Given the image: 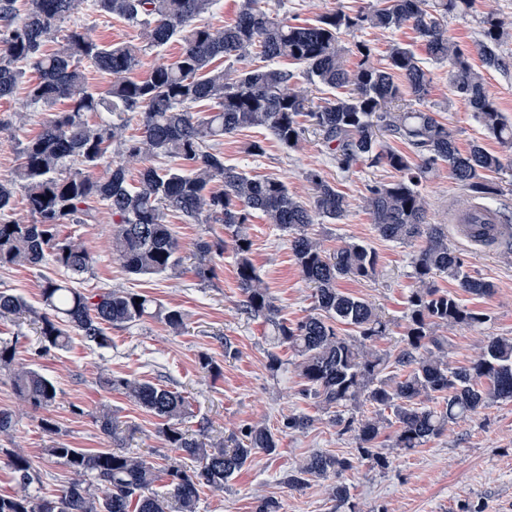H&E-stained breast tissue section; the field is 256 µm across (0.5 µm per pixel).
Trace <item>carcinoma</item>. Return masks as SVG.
<instances>
[{"mask_svg": "<svg viewBox=\"0 0 512 512\" xmlns=\"http://www.w3.org/2000/svg\"><path fill=\"white\" fill-rule=\"evenodd\" d=\"M95 12L123 19L140 31L141 41L103 45L86 27L60 31L80 0H0V98L13 94L22 62L39 73L29 90L32 104L51 109L63 102L68 110L54 112L39 135L21 144V163L0 177V212L23 192L31 224L0 221V267L35 268L48 262L60 268L59 278L41 285L42 307L27 304L0 291V318L25 317L38 324L44 348L62 349L75 331L100 348L110 345L107 330L130 327L156 317L174 334L186 330L183 312L124 288L88 295L75 286L88 273L95 257L79 238L58 235L61 224H87L99 207L112 214V254L126 272L135 275L174 273L181 266L183 247L167 218L175 213L194 224H222L232 233L238 287L247 313L261 317L277 345H286L300 358L298 376L303 392L327 410L336 409V423L356 433L358 454L315 453L291 468L282 483L301 489L313 478H337L331 488L336 508L352 509L349 486L340 477L364 461L386 468L387 455L375 450L385 428L386 411L397 424L393 447L411 450L441 435L450 423L465 420L496 401L512 400V337L489 336L469 365L453 368L447 343L439 329L462 325L482 328L490 316L468 307L458 295L444 291L435 278L445 276L462 292L486 297L494 285L471 276L463 259L448 244V231L427 221V201L420 185L445 166L471 199L486 200L501 188L487 178L505 168L506 156L491 152L476 140L461 152L455 132L437 113L415 107L427 95L430 71L407 47H390L384 63H370L371 49L355 46L361 56L351 67L343 36L363 28L413 29L429 56L451 64L449 87L465 100L483 131L512 149V123L492 99L483 73L459 45L448 37L444 18L466 10L473 0H383L368 11L330 12L313 23L291 24L274 18L261 0H244L234 24L222 28L197 25L212 11L215 0H91ZM504 35L502 23L490 20L479 44L485 64L498 58L492 50ZM181 52L168 64L156 66L136 79L132 72L148 49L161 48L175 38ZM60 39L50 52L46 43ZM256 49L266 60L287 58L305 67L308 81L336 94L313 108L309 91L296 84L288 70L268 65L224 70L214 61L240 59ZM110 77L99 93L87 83L82 62ZM213 103L197 115L190 106ZM106 111L111 120L91 123L88 112ZM136 119L140 135H126ZM319 132L332 150L336 166L348 170L357 164L385 166L393 180L369 188L365 198L377 234L400 244L422 241L413 255L417 286L408 296L403 347L395 358L380 352L375 342L387 334L388 323L368 301L338 288L346 277L370 278L376 272L372 248L349 242L332 253L309 235L310 225L337 223L346 217L348 202L317 169L307 174L313 194L308 206L277 178H256L224 163L215 142L248 128H265L286 149L298 146L305 126ZM384 130L407 145L406 154L377 140ZM121 157L105 163L108 147ZM159 157L191 165L161 168ZM126 160L142 163L137 184L127 182ZM107 165L106 175L96 170ZM218 181L222 189L208 190ZM260 213L266 222L289 234L299 273L312 288L315 314L296 324L279 311L251 258L247 225ZM218 241L201 239L193 255L197 273L212 272V254ZM141 302H136V299ZM348 327L352 334L339 332ZM404 371L403 378H386L389 363ZM0 371L11 379L16 394L36 410L56 403L54 383L35 368L15 361V351L0 342ZM163 420L160 434L166 445L185 453L191 465L166 472L165 491L157 489L158 468L141 455L122 450V429L103 407L97 416L101 431L113 448L88 453L58 444L50 455L71 472L69 485L54 498L34 493L38 481L32 460L17 451L8 453L16 492L0 497V512H197L200 493L224 490L256 452L273 454L276 434L263 424L249 426L231 444L182 429L188 401L179 392L136 377L105 381ZM365 401L371 416L346 418L341 409ZM104 488L98 495L97 489Z\"/></svg>", "mask_w": 512, "mask_h": 512, "instance_id": "carcinoma-1", "label": "carcinoma"}]
</instances>
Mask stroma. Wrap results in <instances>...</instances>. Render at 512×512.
<instances>
[{
  "instance_id": "1",
  "label": "stroma",
  "mask_w": 512,
  "mask_h": 512,
  "mask_svg": "<svg viewBox=\"0 0 512 512\" xmlns=\"http://www.w3.org/2000/svg\"><path fill=\"white\" fill-rule=\"evenodd\" d=\"M383 0H262L274 17L290 22H312L336 9L347 12L382 5ZM500 18L506 33L495 45L502 67L485 70L487 89L505 118L512 122V0H474L471 8L450 13L445 25L448 35L481 66L477 46L483 38L487 17ZM81 24L102 44L137 39L139 31L128 23L93 12L88 0L66 20ZM364 42L371 48L372 63H383L390 45L403 44L424 58L431 73L424 107L455 131L457 146L468 150L473 141H483L491 151L500 146L485 136L474 120L470 107L452 95L448 85L449 66L428 59L425 46L411 28L384 30L366 28L346 36V45ZM38 80L37 72L24 67L14 94L0 99V176L9 175L19 164V141L35 137L49 113L30 105L28 89ZM252 139L265 140L263 156H247L243 148ZM225 163L245 168L254 176H270L284 181L289 191L305 204H312V191L306 180L309 170H321L347 199L349 208L340 223L312 225L310 235L319 238L326 251H334L346 241L371 247L377 254V270L368 279L346 278L339 288L360 297L377 308L389 323V333L376 347L397 354L403 339L407 297L415 286L412 257L415 246L382 239L372 224L364 198L370 185L393 179L386 167L359 164L350 170L336 167L329 148L314 131H306L299 146L284 149L266 129L254 128L225 136L218 146ZM421 190L428 203V221L444 224L449 208L467 204L465 191L448 171H440L423 182ZM184 251H191L201 238L223 240V254L213 255L212 274L201 280L192 260H184L178 275L134 277L112 257L110 247L112 215L99 209L91 224H63L60 236L85 241L95 257L92 270L79 281V288L99 294L111 288H127L179 308L185 315V333L169 332L163 322L145 319L129 328H113L112 345L99 349L73 336L66 349L44 348L39 329L27 319H0V340L13 343L17 362L33 365L50 378L57 389V400L49 410H32L16 395L6 373L0 372V411L11 413L14 427L0 435V496L16 489L7 465L8 451H24L33 461L39 480L36 490L44 497L57 496L68 484L70 474L49 453L63 444L94 453L110 448V439L95 422L100 405H110L128 437L126 449L153 461L159 469L186 465L182 452L170 448L160 437L161 422L127 399L120 391L105 385V378L137 377L181 392L188 400L184 426L190 432H205L221 440L262 423L276 432L279 445L275 454L256 453L224 484L223 490H203L198 512H256L260 500L279 502V512H334L330 483L314 480L299 490L288 489L282 475L315 453L349 455L357 451L354 432L337 426L332 413L322 410L313 399L304 397L296 368L297 357L288 347H274L268 327L242 306L238 287L233 243L220 224H189L181 217L168 218ZM252 259L282 317L295 323L311 314L312 289L302 279L289 236L262 215H254L248 226ZM448 242L463 256L470 275L489 280L495 292L486 298H468L469 306L487 311L491 319L484 330L464 327L440 329L448 340L451 365L469 364L489 336H512V254L503 249L476 248L449 235ZM48 265L39 269L0 268V290L25 298L31 305L41 303L40 284L44 277H59ZM276 351L282 361L279 372L267 366L268 351ZM208 355L212 368H204L201 355ZM304 413L312 417L305 431L283 430L284 418ZM56 426L49 434L42 419ZM378 446L389 458L387 468L375 469L362 463L345 479L351 486L356 512H460L469 504L477 512H512V401H499L483 408L465 421L449 425L443 435L423 447L402 451L393 448L389 434H382Z\"/></svg>"
}]
</instances>
